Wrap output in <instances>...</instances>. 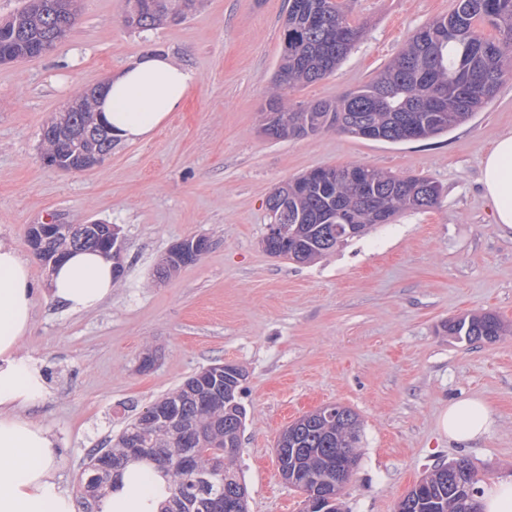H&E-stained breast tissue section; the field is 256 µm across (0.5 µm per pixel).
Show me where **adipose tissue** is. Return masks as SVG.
Here are the masks:
<instances>
[{
    "instance_id": "obj_1",
    "label": "adipose tissue",
    "mask_w": 512,
    "mask_h": 512,
    "mask_svg": "<svg viewBox=\"0 0 512 512\" xmlns=\"http://www.w3.org/2000/svg\"><path fill=\"white\" fill-rule=\"evenodd\" d=\"M194 77L171 58L147 54L126 65L105 85L100 118L113 136L145 141L184 104ZM481 182L495 209V222L512 231V131L500 135L482 159ZM50 297L65 311L99 308L116 285L111 260L93 251L69 253L50 273ZM35 287L30 263L0 242V512H74L70 495L55 477L57 441L26 417L45 395L46 380L22 350L32 328ZM485 402L466 397L451 403L440 420L450 440L467 444L489 428ZM166 483L150 467L129 464L122 485L106 495L102 512H159Z\"/></svg>"
}]
</instances>
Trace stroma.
<instances>
[{
  "label": "stroma",
  "instance_id": "1",
  "mask_svg": "<svg viewBox=\"0 0 512 512\" xmlns=\"http://www.w3.org/2000/svg\"><path fill=\"white\" fill-rule=\"evenodd\" d=\"M366 34L336 72L283 90L293 106L334 100L370 81L409 34L455 0H344ZM122 0H80L73 29L50 52L0 64V241L31 259L39 286L24 350L48 395L29 418L60 442L56 477L72 498L90 455L108 449L155 399L214 364L242 367L246 409L233 468L248 512H305L275 453L279 433L319 408H352L362 425L344 512H395L434 466L469 460L484 481L512 476V233L495 222L481 160L512 130V77L448 134L391 143L337 130L272 140L261 134L282 53L288 0H199L178 24L138 32ZM162 50L197 82L152 138L116 142L101 163L63 171L42 158L43 126L76 90L102 84L139 54ZM365 163L436 182L426 210L407 211L320 259L270 256L265 203L315 168ZM102 222L120 229L124 275L99 309L71 314L49 298V268L30 225ZM208 250L165 279L176 243ZM490 312L511 332L468 343L448 321ZM155 362L142 369L146 355ZM471 396L493 423L462 446L439 426Z\"/></svg>",
  "mask_w": 512,
  "mask_h": 512
}]
</instances>
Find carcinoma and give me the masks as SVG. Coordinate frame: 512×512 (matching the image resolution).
I'll return each instance as SVG.
<instances>
[{
  "mask_svg": "<svg viewBox=\"0 0 512 512\" xmlns=\"http://www.w3.org/2000/svg\"><path fill=\"white\" fill-rule=\"evenodd\" d=\"M123 21L149 30L163 21L180 22L196 0H123ZM283 52L274 92L260 129L280 140L316 134L330 128L355 137L402 142L447 134L490 102L507 68L512 67V0H457L446 17L413 30L399 53L361 89L337 101H314L296 108L282 102L279 90L320 81L333 74L364 27L349 22L338 0H288ZM69 0H25L11 19L0 24V63L33 57V49L56 46L76 23ZM490 25L493 37L478 23ZM99 87L81 91L80 101L42 132V155L56 167L77 171L78 154L112 151V135L96 123ZM80 129L85 139L62 148L48 136L56 129ZM333 181L316 169L276 187L267 198L282 226L262 239L275 257L306 263L363 235L376 224H389L406 210L434 206L438 184L403 177L368 164L337 166ZM343 211L345 222L326 223V214ZM355 225L349 232L348 225ZM164 258L157 274L165 277L200 259L194 239L180 243ZM73 249L112 255L104 224H61L47 242L34 248L37 257L56 263ZM448 335L469 342L495 341L504 326L493 313L461 317L444 325ZM243 369L222 375L195 374L158 399L169 412L161 420L150 405L127 424L116 442L96 456L81 479L84 498L94 512L109 491L118 487L131 461L152 466L167 480L168 496L161 512H227L226 503L246 485L231 468L239 448L246 410L239 400ZM360 423L349 407L334 414H315L288 426V440L279 457L283 469L297 472L307 490L346 483L357 462ZM464 459L435 467L398 503L397 512H478L479 482Z\"/></svg>",
  "mask_w": 512,
  "mask_h": 512,
  "instance_id": "carcinoma-1",
  "label": "carcinoma"
}]
</instances>
